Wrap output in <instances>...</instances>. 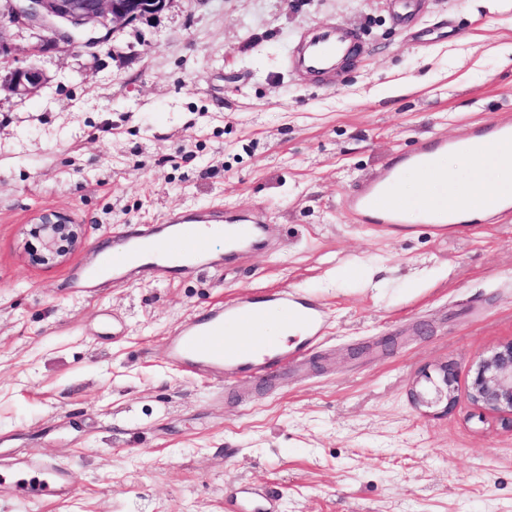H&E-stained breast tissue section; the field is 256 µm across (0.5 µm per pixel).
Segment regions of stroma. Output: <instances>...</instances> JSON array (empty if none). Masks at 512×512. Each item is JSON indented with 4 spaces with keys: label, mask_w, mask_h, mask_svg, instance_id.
Returning a JSON list of instances; mask_svg holds the SVG:
<instances>
[{
    "label": "stroma",
    "mask_w": 512,
    "mask_h": 512,
    "mask_svg": "<svg viewBox=\"0 0 512 512\" xmlns=\"http://www.w3.org/2000/svg\"><path fill=\"white\" fill-rule=\"evenodd\" d=\"M172 0L102 46L32 55L6 31L0 66L38 61L41 97L0 94V458L69 465L68 500L0 512H232L267 487L278 512H512V418L468 398L512 340V216L361 224L345 197L424 138L512 118V0ZM338 25L363 49L310 80L287 57ZM55 210L83 246L30 262ZM261 214L268 244L220 269L97 293L74 278L113 236L173 211ZM287 291L326 309L286 373L227 383L163 357L180 322ZM455 375L451 408L415 405Z\"/></svg>",
    "instance_id": "35a3bbf8"
}]
</instances>
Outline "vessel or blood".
Segmentation results:
<instances>
[{
    "instance_id": "1",
    "label": "vessel or blood",
    "mask_w": 512,
    "mask_h": 512,
    "mask_svg": "<svg viewBox=\"0 0 512 512\" xmlns=\"http://www.w3.org/2000/svg\"><path fill=\"white\" fill-rule=\"evenodd\" d=\"M360 49V41L352 31L321 28L304 41L291 65L295 70L324 76L336 71L343 60L356 57ZM467 138L477 155H485L493 143L512 139V121L474 125ZM453 147V142L445 139H425L412 152L396 155L378 180L361 183L346 197L347 212L362 224L451 223L447 211L432 205L405 207L388 198L385 189L403 169L426 167L434 155ZM162 224L167 237L176 242L175 251H167L151 229H143L99 249L84 273L83 288L92 291L128 282L144 273H161L170 262L197 269L213 240L245 242L254 234L251 217L242 215H228L218 222L176 212L166 215ZM269 305L281 308L287 329L302 331V345L276 347L261 331V311ZM324 322L321 304L297 296L274 292L244 302L225 303L179 324L166 340L165 358L182 371L203 370L227 381L264 377L300 359L307 344L321 336ZM5 468L26 475L24 491L31 499L66 500L72 494L70 467L49 458L22 454L12 458Z\"/></svg>"
}]
</instances>
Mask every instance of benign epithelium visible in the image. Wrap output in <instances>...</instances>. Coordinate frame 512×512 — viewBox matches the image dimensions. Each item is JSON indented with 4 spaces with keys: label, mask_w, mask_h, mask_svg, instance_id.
<instances>
[{
    "label": "benign epithelium",
    "mask_w": 512,
    "mask_h": 512,
    "mask_svg": "<svg viewBox=\"0 0 512 512\" xmlns=\"http://www.w3.org/2000/svg\"><path fill=\"white\" fill-rule=\"evenodd\" d=\"M7 12H0V57L10 53L5 30L22 26L33 31L41 41L33 54L63 43L69 46L94 47L106 40L96 33L114 31L165 10L172 0H160L150 5L146 0H8ZM50 82L46 71L31 62L0 73V92L20 99H31ZM31 232L39 240L40 249L30 253L37 265L55 263L84 244L82 225L72 222L62 212L48 211L39 216ZM441 384L434 386L430 400L423 392L412 389V398L419 406L445 403L450 408L456 402L455 379L448 366L441 367ZM470 400L480 408L512 415V341L500 345L480 360L469 391Z\"/></svg>",
    "instance_id": "7a95c632"
}]
</instances>
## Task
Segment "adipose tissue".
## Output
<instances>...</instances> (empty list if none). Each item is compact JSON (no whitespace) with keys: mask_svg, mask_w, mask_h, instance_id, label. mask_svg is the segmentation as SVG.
I'll return each mask as SVG.
<instances>
[{"mask_svg":"<svg viewBox=\"0 0 512 512\" xmlns=\"http://www.w3.org/2000/svg\"><path fill=\"white\" fill-rule=\"evenodd\" d=\"M512 191V146L497 147L493 157L459 153L437 156L425 169H416L410 180H397L393 194L414 207L434 200L465 210L467 217L486 214L487 199Z\"/></svg>","mask_w":512,"mask_h":512,"instance_id":"obj_1","label":"adipose tissue"}]
</instances>
